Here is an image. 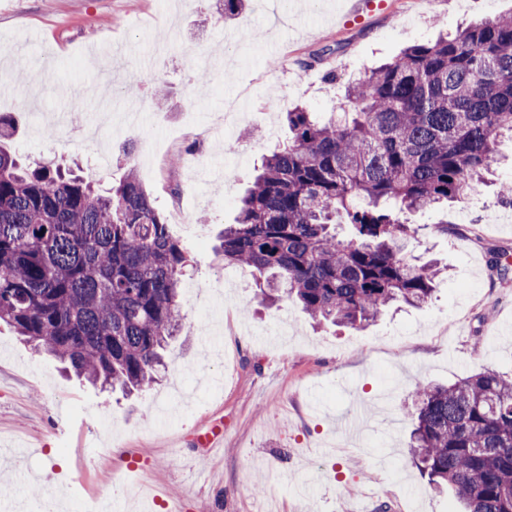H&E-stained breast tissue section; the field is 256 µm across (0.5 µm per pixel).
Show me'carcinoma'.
Masks as SVG:
<instances>
[{"instance_id":"obj_1","label":"carcinoma","mask_w":512,"mask_h":512,"mask_svg":"<svg viewBox=\"0 0 512 512\" xmlns=\"http://www.w3.org/2000/svg\"><path fill=\"white\" fill-rule=\"evenodd\" d=\"M224 19L250 0H219ZM224 226V260L316 321L363 328L391 303H428L441 269L404 253L407 215L470 199L512 142V16L413 45L348 87L340 111L286 113ZM188 253L129 165L100 191L0 147V321L103 390L140 391L181 329ZM501 279L512 255L495 253ZM410 454L465 512H512V378L418 384Z\"/></svg>"}]
</instances>
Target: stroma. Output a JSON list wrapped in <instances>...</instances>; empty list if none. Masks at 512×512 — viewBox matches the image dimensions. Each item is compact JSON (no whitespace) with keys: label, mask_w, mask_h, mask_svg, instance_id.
Masks as SVG:
<instances>
[{"label":"stroma","mask_w":512,"mask_h":512,"mask_svg":"<svg viewBox=\"0 0 512 512\" xmlns=\"http://www.w3.org/2000/svg\"><path fill=\"white\" fill-rule=\"evenodd\" d=\"M388 2L343 26L344 0H255L229 21L212 0H0V82L13 86L0 113L17 126L0 146L79 165L102 189L134 159L191 260L166 367L131 397L70 376L0 323V480L23 512H39L50 485L73 506L91 491L114 512H145L124 493L136 483L180 512H456L453 492L432 490L410 460L404 406L420 382L512 376V278L489 267L512 252V213L496 200L512 167L469 210L412 215L406 255L445 272L428 304L392 306L363 329L265 307L251 273L218 250L255 166L286 138L284 112L331 111L405 47L512 15V0ZM444 222L453 232H437ZM214 321L210 358L200 338ZM359 409L369 417L355 436L343 418ZM211 424L224 433L218 457L194 439ZM133 456L143 471H127Z\"/></svg>","instance_id":"obj_1"}]
</instances>
